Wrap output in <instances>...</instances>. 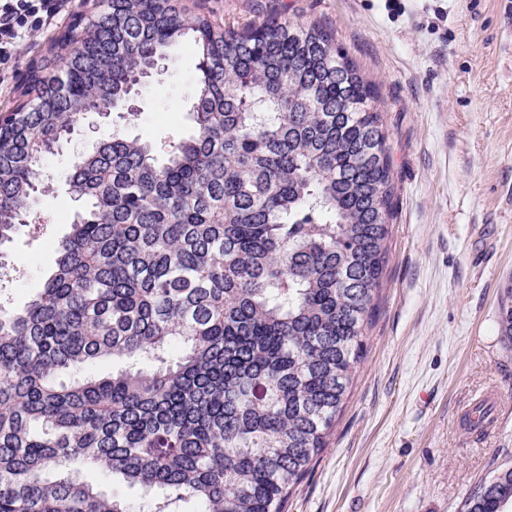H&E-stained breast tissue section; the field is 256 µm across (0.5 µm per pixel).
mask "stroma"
Returning <instances> with one entry per match:
<instances>
[{
  "label": "stroma",
  "instance_id": "1",
  "mask_svg": "<svg viewBox=\"0 0 512 512\" xmlns=\"http://www.w3.org/2000/svg\"><path fill=\"white\" fill-rule=\"evenodd\" d=\"M245 25L275 17L331 32L378 88L388 134L394 215L376 316L349 398L284 512H458L492 460L512 458V344L499 306L512 285V0H180ZM54 28L22 45L0 84L15 106L31 65L51 69ZM197 55L176 44L135 98L136 116L89 113L44 160L50 180L0 255V287L23 307L52 270L55 243L84 204L68 190L77 151L118 129L151 140L191 133ZM499 391L495 429L464 433L459 413Z\"/></svg>",
  "mask_w": 512,
  "mask_h": 512
}]
</instances>
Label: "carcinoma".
Returning a JSON list of instances; mask_svg holds the SVG:
<instances>
[{
  "label": "carcinoma",
  "instance_id": "1",
  "mask_svg": "<svg viewBox=\"0 0 512 512\" xmlns=\"http://www.w3.org/2000/svg\"><path fill=\"white\" fill-rule=\"evenodd\" d=\"M193 39L195 132H117L82 156L86 203L21 309L0 302V512H282L364 355L393 217L377 88L316 23L224 25L177 0H92L0 115V247L84 115L124 104ZM500 323L512 342V301ZM125 366L80 375L97 360ZM151 494L134 508L76 466ZM493 462L460 512H507Z\"/></svg>",
  "mask_w": 512,
  "mask_h": 512
}]
</instances>
